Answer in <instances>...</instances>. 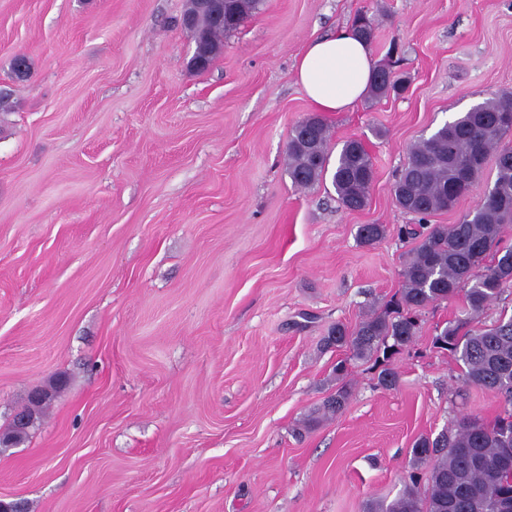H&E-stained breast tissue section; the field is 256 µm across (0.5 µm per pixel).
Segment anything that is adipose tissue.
I'll list each match as a JSON object with an SVG mask.
<instances>
[{"label": "adipose tissue", "mask_w": 512, "mask_h": 512, "mask_svg": "<svg viewBox=\"0 0 512 512\" xmlns=\"http://www.w3.org/2000/svg\"><path fill=\"white\" fill-rule=\"evenodd\" d=\"M373 69L368 45L346 26L305 45L296 77L316 111L342 112L365 95Z\"/></svg>", "instance_id": "1"}]
</instances>
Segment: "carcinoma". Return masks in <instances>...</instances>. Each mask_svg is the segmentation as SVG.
I'll use <instances>...</instances> for the list:
<instances>
[{
  "instance_id": "1",
  "label": "carcinoma",
  "mask_w": 512,
  "mask_h": 512,
  "mask_svg": "<svg viewBox=\"0 0 512 512\" xmlns=\"http://www.w3.org/2000/svg\"><path fill=\"white\" fill-rule=\"evenodd\" d=\"M262 4L224 0L230 16L224 27L199 15L195 31L202 46L219 55L224 34ZM402 84L390 71L377 72L371 96L378 99ZM506 115L512 116L510 94L474 106L412 146L393 191L397 205L417 221V227L404 232L419 242L403 261L398 294L352 329L336 324L326 338V345L382 366L378 382L386 389L397 384L391 359L421 331L420 310L463 288L468 308L477 312L512 286V247L501 246L512 226V122L503 120ZM491 153L496 155L495 179L477 206L454 224H428V217L454 208L472 191ZM329 162V128L312 114L307 133L290 134L288 175L297 187H313L326 176ZM374 173L369 152L352 140L345 142L331 175L340 205L348 210L365 206ZM384 236L382 224H362L356 233L367 246ZM432 344L453 354L466 382L500 394L502 414L491 425L465 416L434 439L418 438L401 494L386 506L370 502L363 512H512V469L501 466L512 449V317L462 336L459 326L448 325L433 336ZM350 395L347 384L337 386L323 402L322 415L340 413Z\"/></svg>"
}]
</instances>
